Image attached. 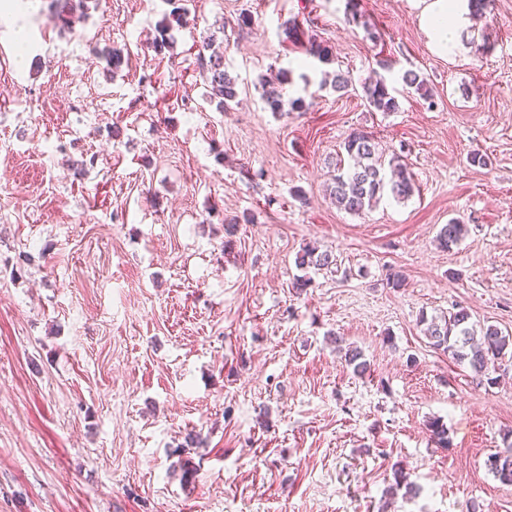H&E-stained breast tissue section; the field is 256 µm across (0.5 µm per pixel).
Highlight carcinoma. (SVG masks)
<instances>
[{
  "label": "carcinoma",
  "mask_w": 512,
  "mask_h": 512,
  "mask_svg": "<svg viewBox=\"0 0 512 512\" xmlns=\"http://www.w3.org/2000/svg\"><path fill=\"white\" fill-rule=\"evenodd\" d=\"M347 9L352 21L362 24L370 39L378 38L375 27L363 20L356 0H347ZM304 52L323 64L332 63L330 50L313 37L304 46ZM199 61L202 76L210 87L209 99L216 101L217 108L222 111L236 101L237 83L224 71L222 57L215 54L207 57L201 53ZM402 81L406 89H412L424 98L430 97L427 82L421 75L408 71L402 76ZM289 83L288 71L281 72L275 83L261 80L262 101L266 109L281 114L287 108L295 110L304 106L305 100L300 97L285 99L284 86ZM360 96L377 112L399 111L394 89L383 78L363 84ZM343 149L350 163L336 159L331 187V195L340 209L360 216L386 195L398 202L412 196L415 181L402 163V156L394 153L391 158H385L372 133L359 129L352 131L345 139ZM387 166L397 171V177L387 178ZM464 231L465 225L452 221L440 228L436 241L440 248L448 250L458 244ZM295 264L302 270H328L336 265V260L331 253L322 251L317 244L309 242L297 253ZM419 324L433 348L451 355L459 363L468 364L478 377L488 376L489 362L504 358L507 351L512 350L511 333L505 334L494 325H486L481 330H476V324L471 322V313L464 307H456L446 315L431 318L423 314L419 318ZM345 360L358 374H363L368 369L362 351L356 347H348ZM429 430L440 447H450L448 428L441 420L429 422ZM485 466L501 482L512 484V449L488 456Z\"/></svg>",
  "instance_id": "carcinoma-1"
}]
</instances>
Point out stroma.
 <instances>
[{"label": "stroma", "instance_id": "1", "mask_svg": "<svg viewBox=\"0 0 512 512\" xmlns=\"http://www.w3.org/2000/svg\"><path fill=\"white\" fill-rule=\"evenodd\" d=\"M346 2L189 0L180 23L168 0H68L62 27L37 0L23 63L0 26V512H512L484 466L512 445V358L475 377L418 323L461 306L512 332V0L462 14L446 55L422 0H360L375 41ZM290 19L332 64L288 40ZM208 41L238 83L223 112ZM113 46L110 75L96 52ZM282 69L305 105L280 115L258 78ZM338 70L386 79L399 110L321 88ZM410 70L432 100L404 92ZM355 128L402 151L410 199L336 206ZM453 219L467 232L439 249ZM309 242L334 271L296 267ZM397 465L418 494L393 491Z\"/></svg>", "mask_w": 512, "mask_h": 512}]
</instances>
